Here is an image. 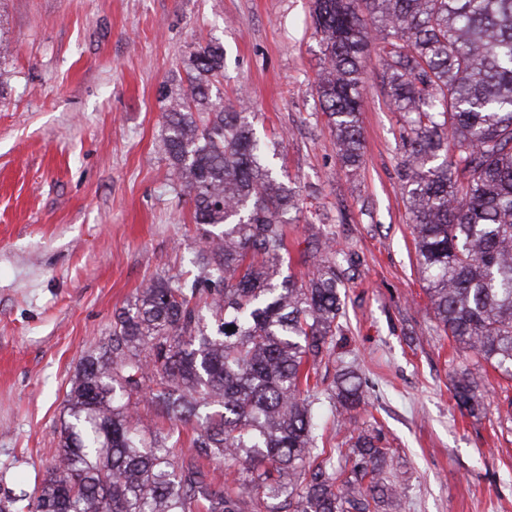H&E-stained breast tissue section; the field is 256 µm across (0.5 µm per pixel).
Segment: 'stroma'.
Listing matches in <instances>:
<instances>
[{
	"label": "stroma",
	"instance_id": "35a3bbf8",
	"mask_svg": "<svg viewBox=\"0 0 512 512\" xmlns=\"http://www.w3.org/2000/svg\"><path fill=\"white\" fill-rule=\"evenodd\" d=\"M313 0H0V498L31 494L60 451L65 392L84 353L149 282L190 269L193 206L161 150L163 115L186 84L192 44L224 46L225 102L244 100L278 182L300 210L276 276H303L333 232L346 253L344 334L402 493L388 512H512V419L501 375L437 326L417 272L404 184L406 126L363 74V158L343 166L316 86ZM468 370L484 403L461 413ZM146 432L189 453L149 401ZM453 390L456 404L462 413L466 411L470 415H475L482 409L480 394L470 380L468 372L462 371L454 377Z\"/></svg>",
	"mask_w": 512,
	"mask_h": 512
}]
</instances>
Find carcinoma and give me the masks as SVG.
I'll list each match as a JSON object with an SVG mask.
<instances>
[{"mask_svg": "<svg viewBox=\"0 0 512 512\" xmlns=\"http://www.w3.org/2000/svg\"><path fill=\"white\" fill-rule=\"evenodd\" d=\"M313 12L317 94L350 168L365 63L382 43L383 83L407 117L409 221L434 317L512 380V0H313ZM187 75L162 143L200 226V272L152 281L115 316L71 380L61 452L0 512H381L400 495L381 432L355 427L328 455L317 444L321 410L355 425L366 404L354 371L329 385L321 375L343 335L334 240L307 278L273 281L296 197L247 113L211 97L224 47L193 45ZM453 390L460 411L482 409L468 372ZM146 397L192 427L189 454L141 432ZM205 461L236 478L216 483ZM259 465L277 477L251 490L239 475Z\"/></svg>", "mask_w": 512, "mask_h": 512, "instance_id": "carcinoma-1", "label": "carcinoma"}]
</instances>
